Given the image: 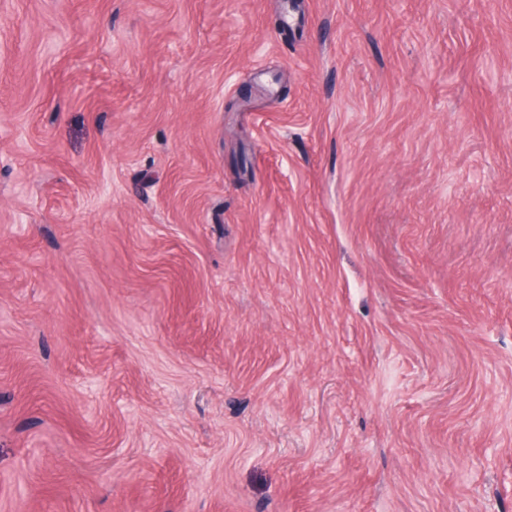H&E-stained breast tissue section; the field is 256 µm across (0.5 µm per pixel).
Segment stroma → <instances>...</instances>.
<instances>
[{
  "label": "stroma",
  "mask_w": 512,
  "mask_h": 512,
  "mask_svg": "<svg viewBox=\"0 0 512 512\" xmlns=\"http://www.w3.org/2000/svg\"><path fill=\"white\" fill-rule=\"evenodd\" d=\"M0 512H512V0H0Z\"/></svg>",
  "instance_id": "obj_1"
}]
</instances>
